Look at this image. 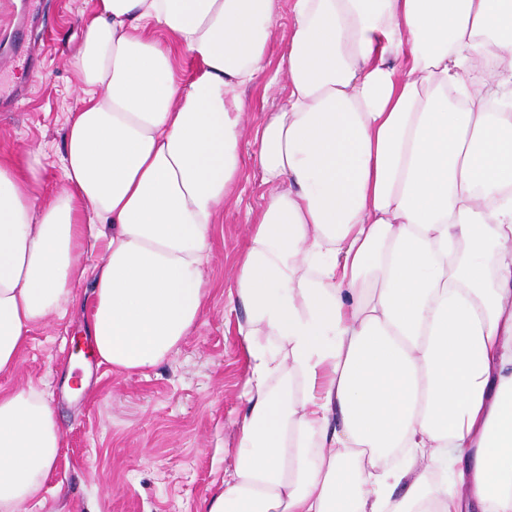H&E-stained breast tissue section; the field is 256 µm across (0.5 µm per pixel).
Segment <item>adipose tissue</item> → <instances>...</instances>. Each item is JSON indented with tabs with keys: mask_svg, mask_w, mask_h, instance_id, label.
I'll list each match as a JSON object with an SVG mask.
<instances>
[{
	"mask_svg": "<svg viewBox=\"0 0 512 512\" xmlns=\"http://www.w3.org/2000/svg\"><path fill=\"white\" fill-rule=\"evenodd\" d=\"M276 9L98 0L65 191L0 155V374L88 275L102 362L147 369L189 336ZM291 11L232 274L247 410L204 512H512V0ZM60 446L39 391L0 390V512H27Z\"/></svg>",
	"mask_w": 512,
	"mask_h": 512,
	"instance_id": "ef3b65f1",
	"label": "adipose tissue"
}]
</instances>
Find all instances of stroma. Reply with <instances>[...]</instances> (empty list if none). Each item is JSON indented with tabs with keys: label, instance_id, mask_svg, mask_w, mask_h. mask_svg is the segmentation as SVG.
Returning a JSON list of instances; mask_svg holds the SVG:
<instances>
[{
	"label": "stroma",
	"instance_id": "obj_1",
	"mask_svg": "<svg viewBox=\"0 0 512 512\" xmlns=\"http://www.w3.org/2000/svg\"><path fill=\"white\" fill-rule=\"evenodd\" d=\"M39 2L36 17L19 32L8 23L7 0H0V47L17 54L15 67L0 73V90L29 85L14 111L0 112V153L43 150L42 187L52 194L65 186L60 155L67 119L78 108L72 61L84 36L82 18L97 0ZM291 26L287 0H280L264 72L241 92L248 133L235 191L216 229L207 297L190 335L162 363L139 372L72 354L93 305L86 279L65 314L33 331L15 372L0 376L1 390L43 392L62 431L57 463L28 512H202L232 467L248 362L236 334L246 313L231 306L229 288L248 226L268 196L250 132L285 93L278 68Z\"/></svg>",
	"mask_w": 512,
	"mask_h": 512
}]
</instances>
